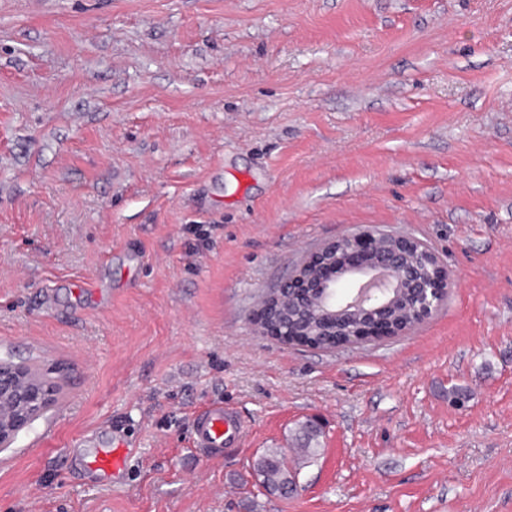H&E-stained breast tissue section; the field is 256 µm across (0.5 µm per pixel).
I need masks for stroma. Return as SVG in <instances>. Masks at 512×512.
Here are the masks:
<instances>
[{
    "label": "stroma",
    "instance_id": "1",
    "mask_svg": "<svg viewBox=\"0 0 512 512\" xmlns=\"http://www.w3.org/2000/svg\"><path fill=\"white\" fill-rule=\"evenodd\" d=\"M357 229L436 253L432 315L263 331ZM0 357L59 387L0 512H512V0H0ZM210 401L249 426L220 462ZM103 426L108 487L78 467ZM268 448L288 496L249 482ZM196 448H201L208 459L220 461L224 448L238 446L246 428L238 415L224 408L222 402H212L198 410L192 419Z\"/></svg>",
    "mask_w": 512,
    "mask_h": 512
}]
</instances>
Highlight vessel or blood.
Instances as JSON below:
<instances>
[{
    "label": "vessel or blood",
    "mask_w": 512,
    "mask_h": 512,
    "mask_svg": "<svg viewBox=\"0 0 512 512\" xmlns=\"http://www.w3.org/2000/svg\"><path fill=\"white\" fill-rule=\"evenodd\" d=\"M194 440L208 459L222 460L225 449L238 446L246 428L238 415L226 409L223 403L213 402L198 410L192 419ZM126 456L116 448H103L86 461L88 469L99 475L119 471L125 464Z\"/></svg>",
    "instance_id": "vessel-or-blood-1"
}]
</instances>
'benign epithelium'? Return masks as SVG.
Here are the masks:
<instances>
[{
    "label": "benign epithelium",
    "instance_id": "obj_1",
    "mask_svg": "<svg viewBox=\"0 0 512 512\" xmlns=\"http://www.w3.org/2000/svg\"><path fill=\"white\" fill-rule=\"evenodd\" d=\"M367 262L347 264L362 250ZM448 270L420 239L365 230L324 244L301 261L263 305L261 328L289 341L314 343L306 326L333 337L325 348L411 331L432 315ZM47 380L29 367L0 361V450L11 447L51 405Z\"/></svg>",
    "mask_w": 512,
    "mask_h": 512
}]
</instances>
